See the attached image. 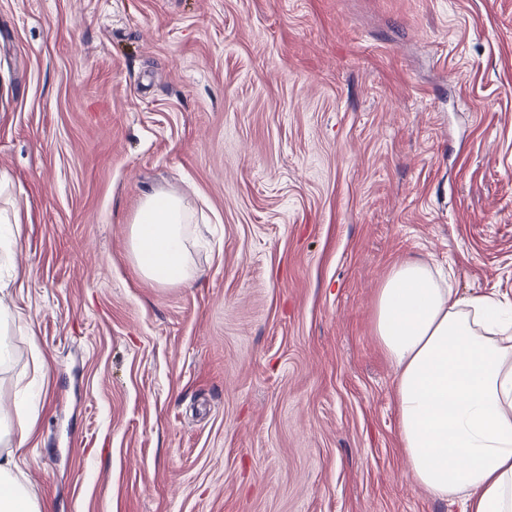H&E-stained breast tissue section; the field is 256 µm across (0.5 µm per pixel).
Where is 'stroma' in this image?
Segmentation results:
<instances>
[{"instance_id":"obj_1","label":"stroma","mask_w":512,"mask_h":512,"mask_svg":"<svg viewBox=\"0 0 512 512\" xmlns=\"http://www.w3.org/2000/svg\"><path fill=\"white\" fill-rule=\"evenodd\" d=\"M0 173L44 512H448L373 305L407 259L512 304V0H0ZM162 189L185 284L130 256ZM184 198L156 191L141 203L131 228V247L139 272L159 284H184L193 278L190 224ZM18 211L0 207V267L7 265L19 246Z\"/></svg>"}]
</instances>
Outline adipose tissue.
Masks as SVG:
<instances>
[{"label":"adipose tissue","instance_id":"1","mask_svg":"<svg viewBox=\"0 0 512 512\" xmlns=\"http://www.w3.org/2000/svg\"><path fill=\"white\" fill-rule=\"evenodd\" d=\"M191 217L171 192L142 201L131 247L145 278L192 279ZM374 332L414 481L450 512H512V312L490 295H453L433 265L407 260L378 292ZM0 512H42L11 450L0 454Z\"/></svg>","mask_w":512,"mask_h":512}]
</instances>
